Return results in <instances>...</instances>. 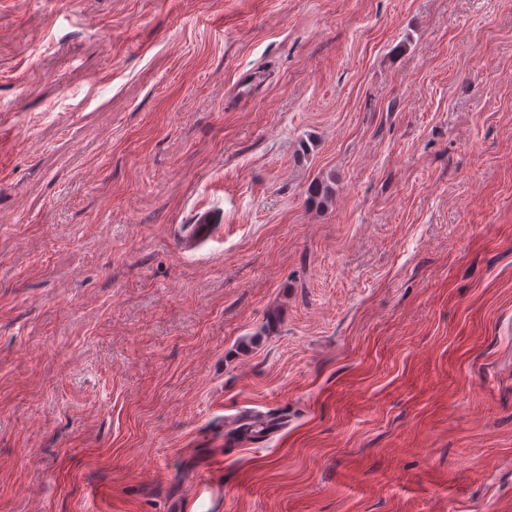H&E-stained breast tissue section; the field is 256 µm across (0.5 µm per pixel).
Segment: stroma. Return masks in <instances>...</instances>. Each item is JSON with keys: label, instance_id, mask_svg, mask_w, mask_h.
<instances>
[{"label": "stroma", "instance_id": "obj_1", "mask_svg": "<svg viewBox=\"0 0 512 512\" xmlns=\"http://www.w3.org/2000/svg\"><path fill=\"white\" fill-rule=\"evenodd\" d=\"M203 481L512 512V0H0V512Z\"/></svg>", "mask_w": 512, "mask_h": 512}]
</instances>
